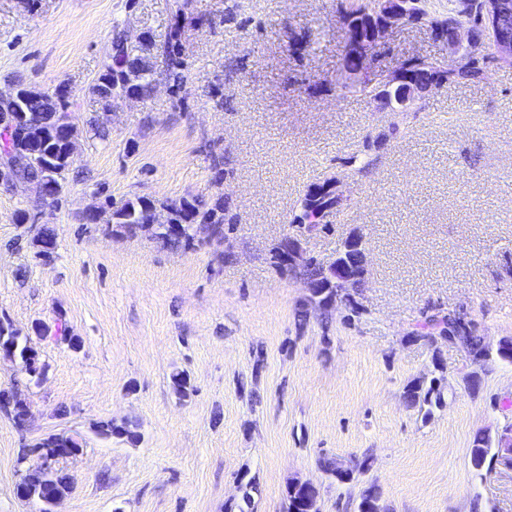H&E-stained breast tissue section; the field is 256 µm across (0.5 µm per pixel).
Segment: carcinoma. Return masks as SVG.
Wrapping results in <instances>:
<instances>
[{
	"label": "carcinoma",
	"mask_w": 512,
	"mask_h": 512,
	"mask_svg": "<svg viewBox=\"0 0 512 512\" xmlns=\"http://www.w3.org/2000/svg\"><path fill=\"white\" fill-rule=\"evenodd\" d=\"M375 0H367L355 8H351L339 16V22L344 32V47L356 40V29H367L377 21ZM445 17L450 20H466L473 24L480 23V0H448V10L443 14L432 9L431 0H417L413 9L410 24L426 30L430 29L433 19ZM365 60L362 64L351 62L352 68L362 67L364 78L361 80L341 78L336 79V87L341 94L346 95L355 92H364L374 87L376 78L372 77L370 70L374 64L377 52L372 45L362 47ZM143 48L127 46L123 41L115 42V52L110 54L109 62L105 70L100 74L95 86V93L105 104L112 102V88L116 81H121L130 90L140 96L148 95L152 90L153 78L145 57L141 55ZM168 58L169 76L174 82L183 81L181 73L182 62L178 35L172 34L165 47ZM401 66L419 82L435 87L439 90L445 86L467 85L481 81L486 72L492 67H504L506 62L499 60L491 47H486L483 53L472 57L461 67L454 71H441L438 63L428 57L411 55L401 61ZM25 93L24 104H15V108H24L28 112H35L40 116L41 123L35 126H19L14 134H9L5 129L0 131V158L9 156L13 159L23 156L33 159L34 165L27 166L18 171L23 177H38L50 185L55 194L63 192L65 173L71 165L69 151L74 148V139L77 133L75 124L67 122L59 125V115H69V102L65 93L58 91L51 96L45 92L31 87L23 88ZM157 206L155 201L139 197L134 201H128L117 209L107 205L99 211L85 216L87 223L96 224L102 216H107V228L115 227L124 233L135 236L145 232L151 237L161 241L172 249H191L195 247L194 237L189 226L192 224H212L217 231L212 238L216 244L224 243V223L232 221V218L224 214L221 203L217 202L209 207L200 201L189 202L183 200L179 203L170 202L169 221L166 224L145 223L146 214ZM337 207L336 198L326 189L319 188L307 193L299 204V213L296 214L291 224H311L322 219L327 213ZM31 245L35 249V255L46 261L52 257L55 248L53 230L46 224L36 228L31 239ZM448 326V318L440 319L439 324L426 321L415 325L410 333L414 341H423L429 345L437 343L443 338ZM470 346V354L474 357H482L487 350L485 338L480 335L478 324H473V332L464 337ZM0 349L7 354L20 358L26 364L34 365L32 373H37V352L21 340L20 333L11 325L0 322ZM404 399L411 406L420 402L427 404L443 403V396L438 379L429 381L415 379L404 388ZM96 433L103 438L117 437L134 444L139 442L140 434L136 427L128 421L117 424L113 421L100 422L95 425ZM32 454L41 460L39 470L35 471L34 480L31 483V492L42 504V512H54L56 502L65 498L70 490V477L63 469L58 467L59 460L77 455L82 450V442L72 435L65 433H51L35 440L31 444ZM498 448L495 441L484 432L474 435L470 459L473 469L477 473L491 472L495 468ZM354 469L358 475L369 471L371 459L369 456L354 457L343 460L332 455L318 457L319 468L328 476L338 478L343 466ZM318 490L309 487L306 492H301L296 487H290L286 491V512H303L301 499L316 501ZM381 493L379 489L371 485L361 494L360 501L356 505L357 512H371L372 509L382 508L380 504Z\"/></svg>",
	"instance_id": "carcinoma-1"
}]
</instances>
